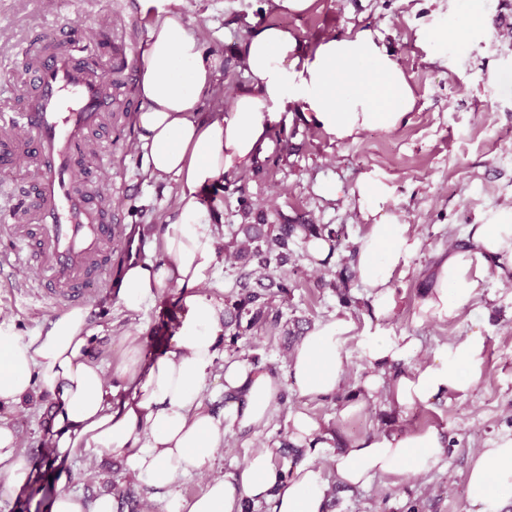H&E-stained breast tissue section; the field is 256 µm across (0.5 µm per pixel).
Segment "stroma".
<instances>
[{
	"label": "stroma",
	"instance_id": "1",
	"mask_svg": "<svg viewBox=\"0 0 512 512\" xmlns=\"http://www.w3.org/2000/svg\"><path fill=\"white\" fill-rule=\"evenodd\" d=\"M154 6L178 10L215 60L218 76L200 104L202 112L226 111L245 81L235 47L252 27L270 21L296 30L311 49L322 38L351 27L378 31L418 97L414 112L395 130L371 129L343 142L306 122L301 104H288L279 125L285 136L274 139L269 150L279 156V164L267 166L260 179L252 170L238 171L250 197L263 199L271 188L279 189L275 206L262 213L265 223L288 220L345 229L347 236L329 263L333 271L341 270L342 257L367 230L350 196L366 171L382 174L390 189L384 212L409 225L417 246L390 282L394 310L378 319L369 290L358 279L347 283L353 299L348 306L333 289L320 287L322 268L305 243H298L295 261L288 266L297 286L287 302H274L278 321L249 331L244 351L258 356L262 365L285 372L283 344L288 328L297 323L306 331L345 315L355 322L357 335L346 345L344 383L332 399L289 392L264 427L225 424L224 446L211 468L178 477L173 493L188 498L200 495L212 478L237 472L254 450L277 447L288 433L289 414L303 411L326 434L323 447L306 449L303 461L320 469L335 489L336 505L329 512H469L467 473L472 461L480 449L512 436V277L488 272L460 316L446 322L419 320L417 301L437 252L466 244L469 225L485 223L492 212L512 207V0H317L314 9L300 18L280 16L272 0H154ZM150 17L143 0H0V119L22 111L23 95L33 91L23 66L30 41L68 23L81 32L105 34L110 41L104 48L87 45L85 52L97 57L99 67L117 81L112 88V125L96 135L92 161L106 173L114 203L112 221L122 243L113 247L104 266L106 287L95 289L88 304L90 358L104 366L111 388L122 383L119 369L127 338L137 339L145 358L161 356L170 349L185 312L177 289H163L152 302L130 311L119 302L115 288L127 257L124 240L130 239L136 226H143L138 256L156 258L151 229L173 216L177 204L175 179L148 178L136 147L137 66ZM461 20L467 23L461 37L443 39L448 26ZM328 186L336 187V196L325 195ZM204 202L221 215L213 226L216 240L245 221L236 196L223 187L206 192ZM248 270L244 262L217 259L202 291L224 304ZM57 315L23 269L7 235L0 232V325L33 336ZM476 331L485 340V358L476 384L467 393L408 412L391 406L385 389L363 396L362 383L371 369L359 334L414 338L415 350L399 364L409 372L424 366L439 348ZM358 397L365 400L361 412L342 417V408ZM52 410L50 396L37 387L21 405L0 408V424L16 430L20 449L37 464L28 488L0 496V512H50L58 490L93 498L114 482L133 486L145 512H166L164 500L153 489L128 472L120 458L105 452L61 462L53 474H45L39 462L53 449ZM429 427L440 428L448 441L446 457L429 472L378 477L364 488L338 485L332 458L340 449L374 435Z\"/></svg>",
	"mask_w": 512,
	"mask_h": 512
}]
</instances>
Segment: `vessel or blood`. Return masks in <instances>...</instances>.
Wrapping results in <instances>:
<instances>
[{"instance_id": "b4317fda", "label": "vessel or blood", "mask_w": 512, "mask_h": 512, "mask_svg": "<svg viewBox=\"0 0 512 512\" xmlns=\"http://www.w3.org/2000/svg\"><path fill=\"white\" fill-rule=\"evenodd\" d=\"M80 40L68 30L30 45L34 95L16 113L0 145L14 164L35 171L23 204L0 220L44 297L61 308L88 304L101 256L116 226L93 188L101 169L86 166L90 139L112 117V81L80 63Z\"/></svg>"}]
</instances>
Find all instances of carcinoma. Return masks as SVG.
<instances>
[{"mask_svg":"<svg viewBox=\"0 0 512 512\" xmlns=\"http://www.w3.org/2000/svg\"><path fill=\"white\" fill-rule=\"evenodd\" d=\"M239 231L243 239L222 245L224 260L229 262L245 259L255 266V272L268 275L271 271L286 264L293 253L298 240H307L318 235L329 243L331 250L340 245L342 231L330 224H242ZM276 292L264 286L256 288L249 280L240 282L239 289L225 301L224 340L228 341V350L238 353L241 346L238 341L247 335L255 325L266 321L272 297H288V289L293 283L286 276L271 282ZM120 512H143L137 497L130 489L115 493Z\"/></svg>","mask_w":512,"mask_h":512,"instance_id":"1","label":"carcinoma"}]
</instances>
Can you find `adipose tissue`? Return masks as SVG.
Listing matches in <instances>:
<instances>
[{"mask_svg": "<svg viewBox=\"0 0 512 512\" xmlns=\"http://www.w3.org/2000/svg\"><path fill=\"white\" fill-rule=\"evenodd\" d=\"M236 55L247 80L226 112L215 116L199 108L215 83L214 59L180 14L161 10L151 19L139 62L142 105L135 125L143 171L156 180L176 178L178 206L153 237L162 261H129L116 288L131 310L163 288L181 290L186 312L171 350L147 362L139 346L128 345L121 367L127 384L114 399L103 370L89 359L86 309L72 308L29 337L1 325L0 408L19 405L32 385H39L56 403L51 432L59 456L105 451L120 457L165 499L166 512H241L246 498L273 499L274 512H326L328 483L321 471L302 465L283 475L274 448L254 451L237 473L213 479L200 495L188 499L170 491L178 474L211 466L224 446L225 423L265 426L284 385L309 399L336 395L347 368L345 344L356 329L345 316L315 324L295 346L283 380L245 360L225 363L230 400L211 410L205 391L221 355L222 329L220 308L201 291L217 254L200 192L230 171L252 167L270 147L288 103H302L306 121L344 141L374 127L395 129L415 109L417 96L383 38L369 29L322 39L309 52L288 26L264 23L251 29ZM388 194L374 172L361 174L351 190L354 207L369 224L356 257L357 277L373 290L379 317L393 309L390 281L414 249L407 225L382 213ZM469 233L470 246L436 256L419 299L420 319L457 318L488 269L512 274V208L472 225ZM361 346L374 369L364 390L386 387L389 402L404 411L466 393L484 360V338L474 332L437 350L424 367L384 381L379 368L411 352L413 342L373 333L362 335ZM445 451L434 427L363 438L336 454V478L361 488L378 476L419 475ZM0 473L6 476L0 496L14 494L32 478V464L5 423L0 424ZM468 488L477 512H499L504 498L512 496V438L480 450Z\"/></svg>", "mask_w": 512, "mask_h": 512, "instance_id": "1", "label": "adipose tissue"}]
</instances>
